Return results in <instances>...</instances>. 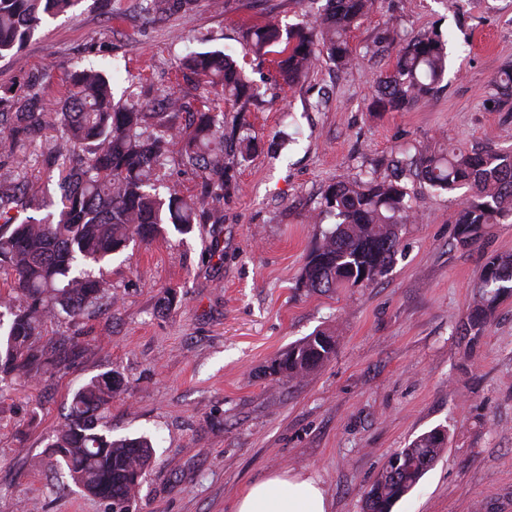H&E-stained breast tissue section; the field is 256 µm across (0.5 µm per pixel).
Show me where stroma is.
<instances>
[{
    "label": "stroma",
    "mask_w": 512,
    "mask_h": 512,
    "mask_svg": "<svg viewBox=\"0 0 512 512\" xmlns=\"http://www.w3.org/2000/svg\"><path fill=\"white\" fill-rule=\"evenodd\" d=\"M314 0H195L155 20L140 0H79L45 19L22 50L0 59V87L23 96L32 78L52 106L70 93L71 65L112 70L115 98L137 101L182 89L237 114L180 68L188 54H231L258 93L245 117L258 147L226 158L237 187L224 221L130 245L103 264L112 297L75 318L50 320L39 344L58 366L0 382V512H111L77 492L49 448L73 392L112 371L123 380L99 425L116 437H151L155 459L132 512H232L254 481L273 473L317 480L331 512H362V493L393 453L442 426L448 444L392 512H512V297L475 345L455 329L494 253L512 254V224L484 240L456 241L453 211L467 189L403 183L415 216L402 225L389 271L369 285L313 293L300 275L333 220L327 188L377 169L404 147L512 151V96L490 81L512 66V0H375L350 33L354 62L319 60L295 87L271 60L246 54V28L267 17L309 23ZM436 34L448 52L437 92L403 112H372L375 80L395 55L373 54L386 28ZM60 125L0 173L35 175L59 201V169L46 144ZM173 290L175 303L159 309ZM323 331L336 354L304 378L275 382L265 366Z\"/></svg>",
    "instance_id": "obj_1"
}]
</instances>
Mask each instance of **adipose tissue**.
I'll return each instance as SVG.
<instances>
[{"label":"adipose tissue","mask_w":512,"mask_h":512,"mask_svg":"<svg viewBox=\"0 0 512 512\" xmlns=\"http://www.w3.org/2000/svg\"><path fill=\"white\" fill-rule=\"evenodd\" d=\"M233 512H330L318 483L308 476L272 475L252 483Z\"/></svg>","instance_id":"ef3b65f1"}]
</instances>
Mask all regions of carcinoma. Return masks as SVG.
I'll list each match as a JSON object with an SVG mask.
<instances>
[{"instance_id":"obj_1","label":"carcinoma","mask_w":512,"mask_h":512,"mask_svg":"<svg viewBox=\"0 0 512 512\" xmlns=\"http://www.w3.org/2000/svg\"><path fill=\"white\" fill-rule=\"evenodd\" d=\"M77 0H0V58L16 54L46 16H58ZM193 0H143L148 15L186 10ZM374 0H325L308 26L282 27L273 19L245 33L249 53L277 55L282 79L292 86L314 61L325 57L339 68L349 66L353 52L349 32L373 7ZM183 66L221 87L222 100L235 106L255 97V89L232 56L220 51L195 52ZM446 71V53L439 37H411L397 57L394 71L377 80L374 111H401L433 95ZM71 92L53 114L35 89L18 96L0 89V152L12 155L42 136L55 115L62 126L60 141L43 162L61 165L58 188L61 208L15 223L16 214L39 212L45 188L25 174L0 175V269L11 272L10 295L0 299V376L33 377L48 368L49 354L38 348L44 322L74 317L112 291V284L90 267L110 260L136 239L149 240L170 224L186 234L195 224H222L220 200L236 188L224 166V123L207 109L193 113L188 132L176 125L183 96L170 94L167 111L149 101L117 103L106 73L76 68ZM179 139L180 163L201 168V194L168 200L155 193L157 170L165 165L169 144ZM399 174L366 180L338 181L323 196V212L335 223L308 255L300 283L326 293L370 284L391 267L398 251V229L412 205L401 184L415 172L431 188L451 192L466 188L470 198L452 215L456 240L471 246L482 240L490 224L512 221V153L494 149L401 151L393 160ZM512 295V254L492 255L474 286L473 303L457 332L482 335L498 306ZM336 339L315 332L288 347L268 366L272 380L299 379L329 361ZM122 380L102 374L76 390L63 423L51 436L54 449L72 482L82 492L128 512L141 480L153 461L145 437H114L96 431L93 416L106 408ZM447 430L434 427L395 453L363 494V512H391L440 458Z\"/></svg>"}]
</instances>
